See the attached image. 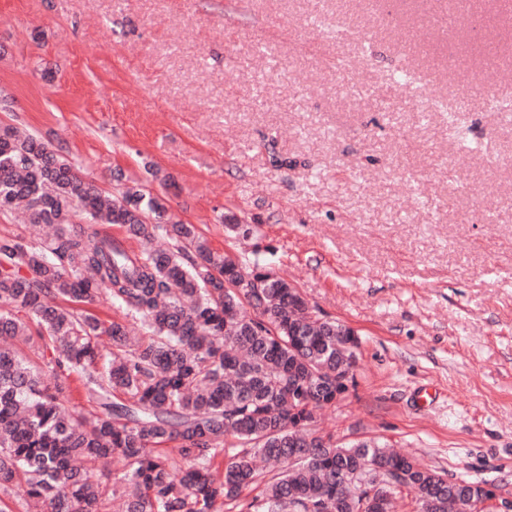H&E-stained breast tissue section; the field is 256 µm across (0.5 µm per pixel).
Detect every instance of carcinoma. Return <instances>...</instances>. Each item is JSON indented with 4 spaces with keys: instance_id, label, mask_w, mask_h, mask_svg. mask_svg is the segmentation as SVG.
<instances>
[{
    "instance_id": "obj_1",
    "label": "carcinoma",
    "mask_w": 512,
    "mask_h": 512,
    "mask_svg": "<svg viewBox=\"0 0 512 512\" xmlns=\"http://www.w3.org/2000/svg\"><path fill=\"white\" fill-rule=\"evenodd\" d=\"M0 213L27 231L0 237L1 493L47 512H100L109 493L122 512H492L475 482L379 438L317 433V411L336 403L322 379L356 361L355 331L259 260L213 249L162 198L139 185L106 193L40 136L4 125ZM39 224L56 225L52 240ZM97 224L121 225L140 249ZM159 236L172 250L151 248ZM103 296L146 334L132 342L125 325H104ZM74 375L94 403L86 414L68 406ZM115 459L109 485L99 472Z\"/></svg>"
}]
</instances>
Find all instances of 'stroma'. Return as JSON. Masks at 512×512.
<instances>
[{"mask_svg":"<svg viewBox=\"0 0 512 512\" xmlns=\"http://www.w3.org/2000/svg\"><path fill=\"white\" fill-rule=\"evenodd\" d=\"M502 97L512 0H0V125L104 190L123 171L355 330L321 432L512 497Z\"/></svg>","mask_w":512,"mask_h":512,"instance_id":"35a3bbf8","label":"stroma"}]
</instances>
